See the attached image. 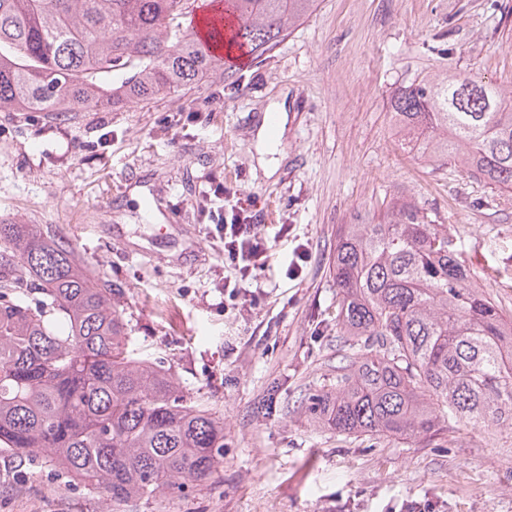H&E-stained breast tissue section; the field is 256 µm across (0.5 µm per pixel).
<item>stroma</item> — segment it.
Masks as SVG:
<instances>
[{
    "label": "stroma",
    "mask_w": 512,
    "mask_h": 512,
    "mask_svg": "<svg viewBox=\"0 0 512 512\" xmlns=\"http://www.w3.org/2000/svg\"><path fill=\"white\" fill-rule=\"evenodd\" d=\"M470 71L512 101V0H317L270 53L201 86L95 112H0V221L37 224L110 281L136 352L164 358L186 393L224 416L215 482L114 510L91 490L0 457V512H512V424L455 419L434 440L346 436L304 398L335 382L339 225L415 201L459 244L477 289L512 315V192L402 145V83ZM286 100L277 171L258 165L266 108ZM274 209L251 284L194 209L209 178ZM287 236H278L279 227ZM309 260L287 276L292 250ZM278 410L257 412L270 386Z\"/></svg>",
    "instance_id": "obj_1"
}]
</instances>
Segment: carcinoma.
<instances>
[{
  "instance_id": "carcinoma-1",
  "label": "carcinoma",
  "mask_w": 512,
  "mask_h": 512,
  "mask_svg": "<svg viewBox=\"0 0 512 512\" xmlns=\"http://www.w3.org/2000/svg\"><path fill=\"white\" fill-rule=\"evenodd\" d=\"M235 15L191 32L200 0H0V112H94L195 87L231 68L224 40L259 59L315 0H212ZM390 111L424 153L512 191V103L470 72L414 79ZM336 316L363 354L307 397L343 435L433 439L453 415L512 421V317L474 288L456 239L411 202L342 224ZM114 288L36 224H0V454H44L63 483L120 507L209 479L224 417L171 367L133 356Z\"/></svg>"
}]
</instances>
